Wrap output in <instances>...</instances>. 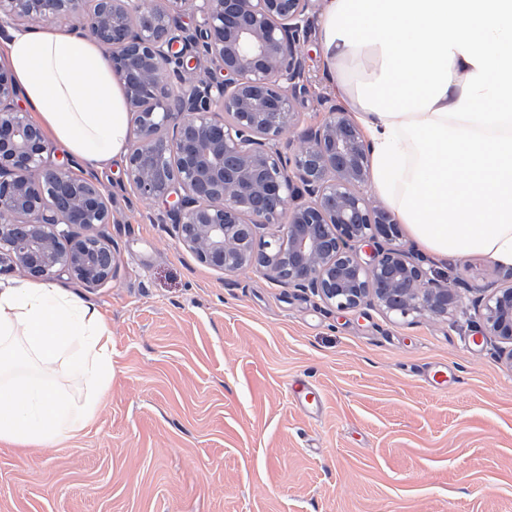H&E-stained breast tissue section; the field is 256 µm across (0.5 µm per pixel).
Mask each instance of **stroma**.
Returning <instances> with one entry per match:
<instances>
[{
    "label": "stroma",
    "mask_w": 512,
    "mask_h": 512,
    "mask_svg": "<svg viewBox=\"0 0 512 512\" xmlns=\"http://www.w3.org/2000/svg\"><path fill=\"white\" fill-rule=\"evenodd\" d=\"M298 126L334 96L319 25L303 47ZM95 169L112 196V280L67 288L112 331L94 418L52 448L0 439V512H512V369L465 312L397 319L339 310L258 271L182 248L159 208ZM463 299L506 273L428 258ZM448 365L439 391L421 369ZM310 377L320 415L299 404Z\"/></svg>",
    "instance_id": "stroma-1"
}]
</instances>
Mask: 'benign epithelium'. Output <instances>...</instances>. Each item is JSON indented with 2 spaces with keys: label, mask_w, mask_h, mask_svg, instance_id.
Here are the masks:
<instances>
[{
  "label": "benign epithelium",
  "mask_w": 512,
  "mask_h": 512,
  "mask_svg": "<svg viewBox=\"0 0 512 512\" xmlns=\"http://www.w3.org/2000/svg\"><path fill=\"white\" fill-rule=\"evenodd\" d=\"M312 2L0 0V20L69 19L64 32L102 46L135 117L126 181L164 205L201 262L226 274L254 268L342 310L446 319L460 292L429 275L395 217L361 191L369 150L349 114L329 104L291 154L280 149L307 92ZM196 15L203 28L184 35L181 22ZM202 58L215 64L209 81L185 84ZM19 96L0 67V263L99 287L118 267L99 231L112 223L106 189L49 159ZM470 317L512 365V281L476 296Z\"/></svg>",
  "instance_id": "benign-epithelium-1"
}]
</instances>
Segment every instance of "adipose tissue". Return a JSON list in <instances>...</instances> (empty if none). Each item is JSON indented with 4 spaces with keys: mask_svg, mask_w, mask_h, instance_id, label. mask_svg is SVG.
Instances as JSON below:
<instances>
[{
    "mask_svg": "<svg viewBox=\"0 0 512 512\" xmlns=\"http://www.w3.org/2000/svg\"><path fill=\"white\" fill-rule=\"evenodd\" d=\"M320 31L374 191L409 238L512 268V0H322ZM0 46L52 145L93 167L127 152L123 87L97 43L46 26L8 29ZM111 375L95 304L51 281L0 278V439L56 444L96 413ZM62 377L89 396L66 398Z\"/></svg>",
    "mask_w": 512,
    "mask_h": 512,
    "instance_id": "ef3b65f1",
    "label": "adipose tissue"
}]
</instances>
